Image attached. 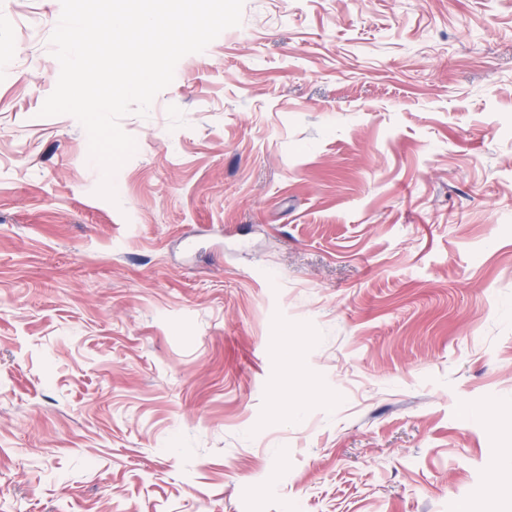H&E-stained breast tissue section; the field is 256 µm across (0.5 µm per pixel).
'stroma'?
Returning a JSON list of instances; mask_svg holds the SVG:
<instances>
[{
    "label": "stroma",
    "mask_w": 512,
    "mask_h": 512,
    "mask_svg": "<svg viewBox=\"0 0 512 512\" xmlns=\"http://www.w3.org/2000/svg\"><path fill=\"white\" fill-rule=\"evenodd\" d=\"M0 0V512H512V0H244L116 201Z\"/></svg>",
    "instance_id": "1"
}]
</instances>
